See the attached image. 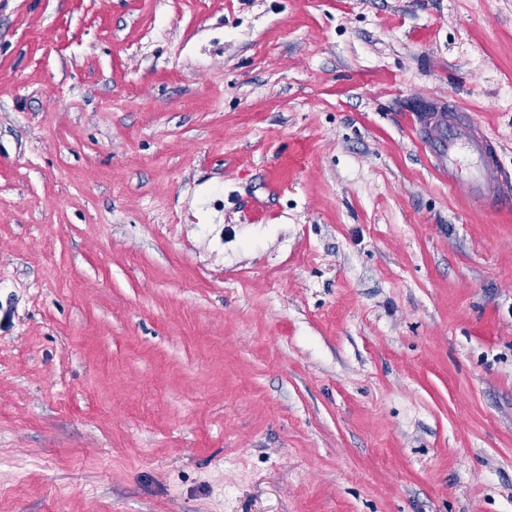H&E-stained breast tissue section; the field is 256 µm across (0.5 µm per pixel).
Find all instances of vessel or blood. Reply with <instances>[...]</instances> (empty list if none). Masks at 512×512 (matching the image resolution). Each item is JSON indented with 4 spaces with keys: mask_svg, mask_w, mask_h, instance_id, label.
<instances>
[{
    "mask_svg": "<svg viewBox=\"0 0 512 512\" xmlns=\"http://www.w3.org/2000/svg\"><path fill=\"white\" fill-rule=\"evenodd\" d=\"M423 145L449 187H464L480 209L500 213L512 210V179L497 166L496 139L470 113L449 100L442 113L418 118Z\"/></svg>",
    "mask_w": 512,
    "mask_h": 512,
    "instance_id": "vessel-or-blood-1",
    "label": "vessel or blood"
}]
</instances>
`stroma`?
I'll list each match as a JSON object with an SVG mask.
<instances>
[{"instance_id": "stroma-1", "label": "stroma", "mask_w": 512, "mask_h": 512, "mask_svg": "<svg viewBox=\"0 0 512 512\" xmlns=\"http://www.w3.org/2000/svg\"><path fill=\"white\" fill-rule=\"evenodd\" d=\"M512 0H0V512H512ZM441 109L417 117L425 151L448 178L449 187L461 184L483 211L508 212L512 191L510 179L496 164L497 140L472 114L461 111L455 99L448 97V105ZM441 112L445 118L438 121ZM464 162L466 176L461 178Z\"/></svg>"}]
</instances>
